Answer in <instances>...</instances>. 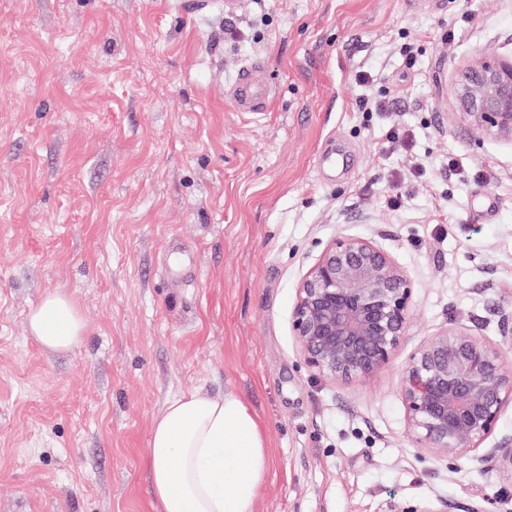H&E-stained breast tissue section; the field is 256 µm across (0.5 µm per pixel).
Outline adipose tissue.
Wrapping results in <instances>:
<instances>
[{"label": "adipose tissue", "mask_w": 512, "mask_h": 512, "mask_svg": "<svg viewBox=\"0 0 512 512\" xmlns=\"http://www.w3.org/2000/svg\"><path fill=\"white\" fill-rule=\"evenodd\" d=\"M46 349L78 346L86 325L66 292L47 294L29 314ZM150 483L159 512H254L267 472L266 441L234 392H188L166 403L149 442Z\"/></svg>", "instance_id": "obj_1"}]
</instances>
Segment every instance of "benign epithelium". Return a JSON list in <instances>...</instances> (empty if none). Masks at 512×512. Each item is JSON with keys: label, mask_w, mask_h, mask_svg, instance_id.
Masks as SVG:
<instances>
[{"label": "benign epithelium", "mask_w": 512, "mask_h": 512, "mask_svg": "<svg viewBox=\"0 0 512 512\" xmlns=\"http://www.w3.org/2000/svg\"><path fill=\"white\" fill-rule=\"evenodd\" d=\"M452 91L476 133L512 141V60L477 52L455 73ZM412 293L411 279L381 245L352 235L330 242L302 277L293 310L297 350L313 376L348 383L381 372L406 336ZM399 392L417 445L445 458L494 460L512 479V437L484 447L512 406V369L476 328L453 323L420 344Z\"/></svg>", "instance_id": "1"}]
</instances>
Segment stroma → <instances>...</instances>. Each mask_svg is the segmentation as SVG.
<instances>
[{"label": "stroma", "instance_id": "35a3bbf8", "mask_svg": "<svg viewBox=\"0 0 512 512\" xmlns=\"http://www.w3.org/2000/svg\"><path fill=\"white\" fill-rule=\"evenodd\" d=\"M445 2L0 0V512H158L152 424L189 391L256 417L255 512H512L497 466L417 447L398 392L432 334L475 322L496 344L512 311V142L452 95L477 50L512 58V0ZM251 61L263 112L226 95ZM342 234L385 247L414 290L388 367L334 385L300 358L292 313ZM183 252L186 274L163 275ZM56 290L87 326L65 352L28 331Z\"/></svg>", "mask_w": 512, "mask_h": 512}]
</instances>
